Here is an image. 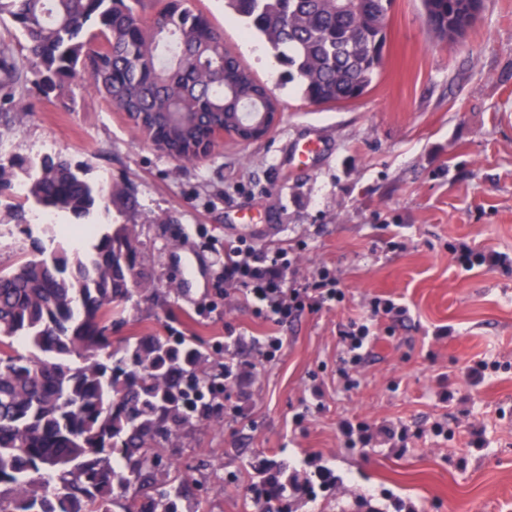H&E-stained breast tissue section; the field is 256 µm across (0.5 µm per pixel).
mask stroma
<instances>
[{
	"label": "stroma",
	"mask_w": 512,
	"mask_h": 512,
	"mask_svg": "<svg viewBox=\"0 0 512 512\" xmlns=\"http://www.w3.org/2000/svg\"><path fill=\"white\" fill-rule=\"evenodd\" d=\"M192 4L276 99L267 136L224 138L183 166L79 87L68 107L35 97L23 122L0 118V163L59 155L92 183L133 190L134 210L95 216L137 225L151 276L113 340L174 329L201 337L215 359L229 351L251 366L232 397L235 413L162 449L170 478L190 477L196 512H256L249 488L267 465L301 474L321 465L339 478L316 497L289 498L291 512H358L360 498L379 512H394L398 501L416 512H512V0H485L456 43L434 37L421 0H393L379 75L363 97L341 105L303 99L224 0ZM310 135L323 152L295 161ZM19 206L23 224L12 218ZM42 215L16 192L0 195V268L19 264L34 242L54 249ZM242 241L262 253L293 250V280L328 267L344 301L265 321L225 296L218 264L180 294L183 251L218 261L225 245ZM463 242L507 260L468 267L456 252ZM376 297L405 312L375 326L358 386L338 388L339 331L365 321ZM270 332L283 347L265 361L255 341ZM481 360L482 379L469 380L468 366ZM316 386L323 397L313 396ZM346 418L404 423L408 444L341 447ZM436 422L447 435L432 432Z\"/></svg>",
	"instance_id": "stroma-1"
}]
</instances>
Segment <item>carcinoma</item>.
I'll list each match as a JSON object with an SVG mask.
<instances>
[{"mask_svg": "<svg viewBox=\"0 0 512 512\" xmlns=\"http://www.w3.org/2000/svg\"><path fill=\"white\" fill-rule=\"evenodd\" d=\"M431 32L469 0H421ZM288 68L307 100L353 102L380 63L392 0H226ZM20 30L26 68L0 37V93L42 95L75 82L127 117L139 137L180 164L197 163L245 120L254 79L223 31L191 0H0ZM25 199L83 223L132 209L129 188L94 185L61 156L24 169ZM150 284L134 224H106L84 253L60 246L0 269V512H186L184 484L159 478L160 450L224 411V372L194 338L146 335L112 347V327ZM21 339L34 350L15 349Z\"/></svg>", "mask_w": 512, "mask_h": 512, "instance_id": "cac0c4a2", "label": "carcinoma"}]
</instances>
